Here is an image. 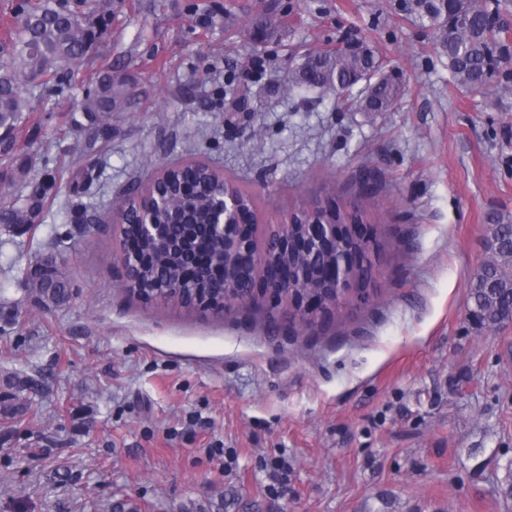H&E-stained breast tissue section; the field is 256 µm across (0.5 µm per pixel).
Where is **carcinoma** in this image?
<instances>
[{"label": "carcinoma", "mask_w": 512, "mask_h": 512, "mask_svg": "<svg viewBox=\"0 0 512 512\" xmlns=\"http://www.w3.org/2000/svg\"><path fill=\"white\" fill-rule=\"evenodd\" d=\"M419 7L434 18L457 12L464 15L466 25L462 29L449 23L442 25L441 45L447 51L448 70L457 84L471 92L483 91L501 67L498 63L486 70L488 58L494 56L498 48L500 13L491 12L486 0H420ZM109 15L107 3L95 5L88 13L71 7L65 0H38L33 6L23 8L20 26L8 47L7 60L0 62L1 127L12 126L27 109L21 87L28 84L29 75L41 70L45 74L43 85L64 84V68L49 65V60L59 55L70 65L86 58L89 51L82 32L103 33L108 28ZM378 61L368 46L334 55L308 52L289 75L288 91L303 88L323 93L330 91L361 112H387L400 98L401 84L387 79L362 84ZM131 107L127 77L118 66L111 65L97 75L94 89L83 100L82 112L97 140L110 135L112 113L126 112ZM216 182L214 171L195 162L171 171L157 185L168 204L181 213L183 222L171 223L170 211L156 208L154 223L167 225V237L162 243L141 237L137 225H129L127 240L141 260L126 288L130 296L187 311H208L217 316L224 312V289L219 287L224 254L213 249L209 239L198 230V225L211 221L210 198ZM43 198L44 192L36 191L24 210L0 207V224L14 227L32 223ZM314 204L323 206V217L328 222L357 224L363 219V211L357 204L347 208L329 196L315 199ZM489 232L497 252L475 276L467 304L478 313L481 324L493 328L502 323L512 305V222L492 217ZM359 250L361 244L354 235H341L326 249L272 251L269 269L304 266L314 277L318 266L329 262L334 253ZM23 275L36 303L49 307L68 301L69 280L53 257L28 265ZM305 291L301 282L288 289L286 301L295 305L292 310L282 307L276 312L263 310L269 329L277 331L279 318L301 311L297 302Z\"/></svg>", "instance_id": "carcinoma-1"}]
</instances>
